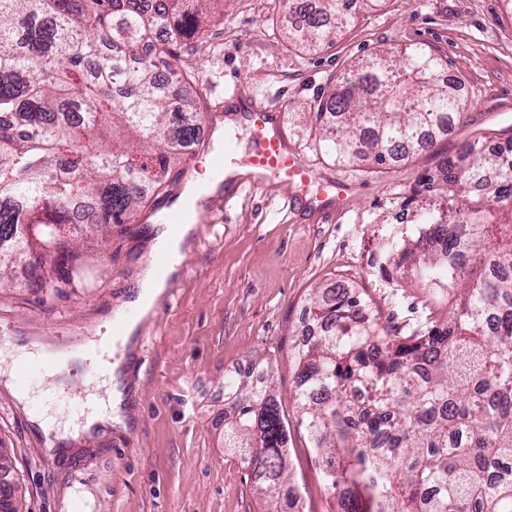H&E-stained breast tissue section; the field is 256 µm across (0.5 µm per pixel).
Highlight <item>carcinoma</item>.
I'll return each mask as SVG.
<instances>
[{"mask_svg":"<svg viewBox=\"0 0 512 512\" xmlns=\"http://www.w3.org/2000/svg\"><path fill=\"white\" fill-rule=\"evenodd\" d=\"M205 0H0V285L74 283L82 253L73 205L104 234L169 187L187 154L156 60L207 42ZM288 41L317 52L355 24L340 0H288ZM107 39L112 54L101 52ZM139 67L121 58L143 46ZM425 46L353 65L309 107L324 152L377 169L405 164L464 117L467 101ZM179 109L205 121L204 84L184 71ZM493 175L487 191L468 179ZM406 223L383 224L375 251L393 296L416 285L403 329L365 290L331 285L296 344V400L332 512H512V140L471 137L416 188ZM224 447L251 470L266 512H287L288 435L264 376L224 379Z\"/></svg>","mask_w":512,"mask_h":512,"instance_id":"carcinoma-1","label":"carcinoma"}]
</instances>
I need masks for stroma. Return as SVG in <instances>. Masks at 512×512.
<instances>
[{
    "mask_svg": "<svg viewBox=\"0 0 512 512\" xmlns=\"http://www.w3.org/2000/svg\"><path fill=\"white\" fill-rule=\"evenodd\" d=\"M224 24L209 44L186 59L207 81V101L221 103L224 84L246 77L248 90L288 108V141L314 169L350 186L342 210L324 218L288 210L286 189L256 190L230 216L196 226L186 265L153 313L144 318L121 362L126 389L123 424L78 432L89 412L88 393L59 389L48 374L30 381L32 410L0 387V451L21 512H264L251 471L224 448V379L244 366L269 365L288 423V462L302 512H331L306 432L295 411L292 350L313 289L332 283L374 289L373 229L392 223L414 199L425 175L455 158L471 136L488 144L512 137V7L506 0H356L353 27L317 55L283 41L290 14L280 0H221ZM423 45L441 56L468 100L464 121L438 136L408 165L377 170L336 164L317 153L303 116L346 75L354 61L379 49ZM156 206L113 226L107 246L82 229L89 289L65 287L45 300L36 285L0 290V368L31 353L70 352L65 329L105 336L152 265ZM67 431L54 451L37 416Z\"/></svg>",
    "mask_w": 512,
    "mask_h": 512,
    "instance_id": "stroma-1",
    "label": "stroma"
}]
</instances>
